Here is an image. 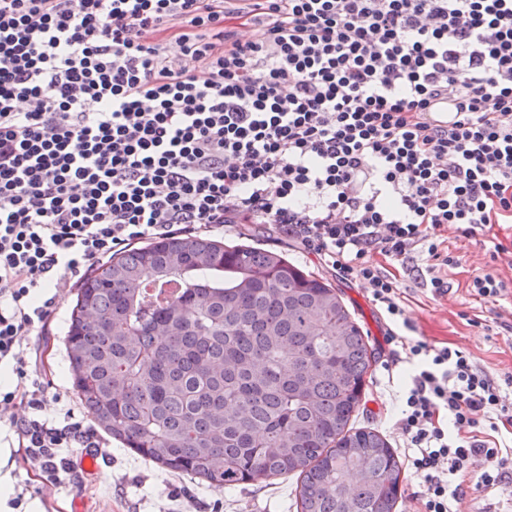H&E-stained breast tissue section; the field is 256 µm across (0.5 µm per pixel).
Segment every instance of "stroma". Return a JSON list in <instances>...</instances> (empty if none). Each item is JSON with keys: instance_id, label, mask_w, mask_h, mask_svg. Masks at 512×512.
<instances>
[{"instance_id": "stroma-1", "label": "stroma", "mask_w": 512, "mask_h": 512, "mask_svg": "<svg viewBox=\"0 0 512 512\" xmlns=\"http://www.w3.org/2000/svg\"><path fill=\"white\" fill-rule=\"evenodd\" d=\"M442 237L452 255L460 259L458 266L446 271L445 295H432L409 268L398 264L390 268L406 296L412 337L436 346L462 348L493 377L512 375V294L495 303L472 295L468 288L474 276L486 272L512 282V257L493 254L495 242L512 243V224L497 225L492 231H480L472 237L462 236L451 226ZM214 238L229 245L249 241L253 246L282 253L301 269L336 287L352 318L368 336L375 357L353 423L375 428L398 456H406L405 441L396 426L399 385L389 382L382 368L387 358L386 327L364 288L335 275L315 256L302 252L268 228L228 227L215 232ZM76 292V283L59 284L57 308L49 327L45 333L26 337L25 342L39 353L37 369L45 382L44 416L60 419V409L65 406L89 428L93 421L72 388L63 343ZM489 321L501 322L502 330L486 329ZM97 441V473L74 469L70 478L47 490L42 487L38 465L26 460L23 453H16L10 462L15 491L37 492L44 512H296L295 478L217 488L145 461L105 433H98Z\"/></svg>"}]
</instances>
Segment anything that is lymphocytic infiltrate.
I'll use <instances>...</instances> for the list:
<instances>
[{
  "label": "lymphocytic infiltrate",
  "mask_w": 512,
  "mask_h": 512,
  "mask_svg": "<svg viewBox=\"0 0 512 512\" xmlns=\"http://www.w3.org/2000/svg\"><path fill=\"white\" fill-rule=\"evenodd\" d=\"M441 97L452 124L427 116ZM511 221L512 0H0V419L44 485L93 445L40 416L22 339L53 316V285L235 224L275 225L384 312L424 512L512 483L494 439L512 375L396 332L404 295L370 259L421 258L441 296L458 263L444 228Z\"/></svg>",
  "instance_id": "f902f5d3"
}]
</instances>
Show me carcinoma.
I'll list each match as a JSON object with an SVG mask.
<instances>
[{
    "label": "carcinoma",
    "mask_w": 512,
    "mask_h": 512,
    "mask_svg": "<svg viewBox=\"0 0 512 512\" xmlns=\"http://www.w3.org/2000/svg\"><path fill=\"white\" fill-rule=\"evenodd\" d=\"M93 422L222 488L292 475L297 512H393L403 465L352 427L374 361L336 289L283 255L179 234L80 283L64 338Z\"/></svg>",
    "instance_id": "carcinoma-1"
}]
</instances>
